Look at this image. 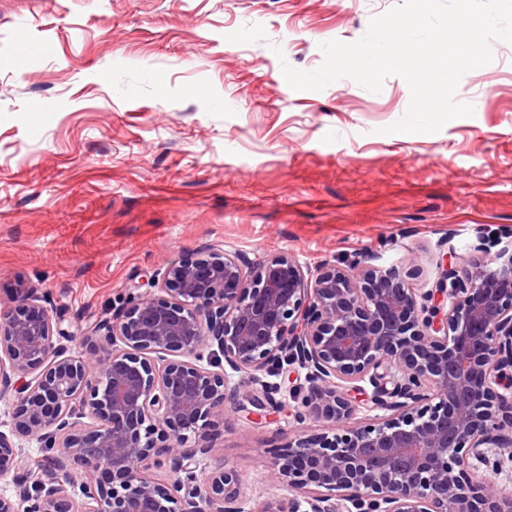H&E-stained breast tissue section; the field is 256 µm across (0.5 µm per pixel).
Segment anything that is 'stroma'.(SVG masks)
<instances>
[{"label":"stroma","instance_id":"35a3bbf8","mask_svg":"<svg viewBox=\"0 0 512 512\" xmlns=\"http://www.w3.org/2000/svg\"><path fill=\"white\" fill-rule=\"evenodd\" d=\"M403 0H0V312L42 295L63 328L87 329L173 263L219 248L261 262L289 254L396 267L430 288L441 253L490 263L512 239V43L461 78L474 114L436 133H385L406 112L400 77L293 90L282 62L317 69L322 43L361 38ZM262 25L266 39L228 36ZM45 44L18 60L17 31ZM282 55H275V48ZM0 431L53 478L45 450ZM284 410L216 421L189 446L246 483L248 512L289 493L273 453L319 433Z\"/></svg>","mask_w":512,"mask_h":512}]
</instances>
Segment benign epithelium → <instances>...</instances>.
<instances>
[{"mask_svg": "<svg viewBox=\"0 0 512 512\" xmlns=\"http://www.w3.org/2000/svg\"><path fill=\"white\" fill-rule=\"evenodd\" d=\"M455 259L421 292L393 267L306 274L290 255L250 263L216 248L151 275L160 293L131 294L79 334L19 290L0 315V392L22 379L14 429L52 451L58 477L41 481L0 431V479L16 487L0 512H75L76 486L82 512H246L237 471L198 480L213 449L186 442L244 410L242 394L284 408L285 388L294 416L327 426L381 414L288 441L270 474L294 496L261 512H512V478H490L512 472V244L494 268ZM94 336L93 357L66 355Z\"/></svg>", "mask_w": 512, "mask_h": 512, "instance_id": "1", "label": "benign epithelium"}]
</instances>
